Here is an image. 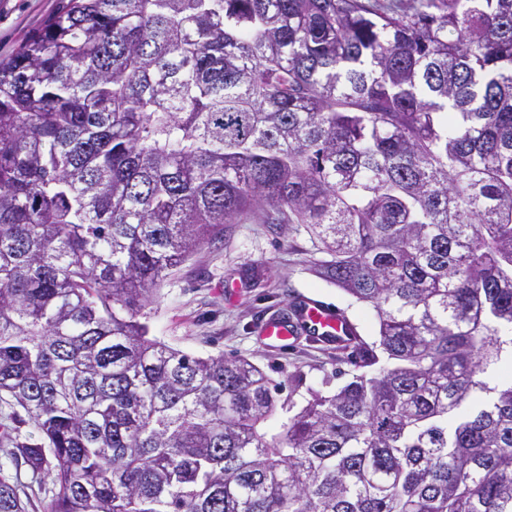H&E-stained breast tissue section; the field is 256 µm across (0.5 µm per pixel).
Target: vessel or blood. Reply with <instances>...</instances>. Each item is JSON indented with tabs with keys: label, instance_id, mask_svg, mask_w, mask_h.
<instances>
[{
	"label": "vessel or blood",
	"instance_id": "vessel-or-blood-1",
	"mask_svg": "<svg viewBox=\"0 0 512 512\" xmlns=\"http://www.w3.org/2000/svg\"><path fill=\"white\" fill-rule=\"evenodd\" d=\"M357 333V324L339 308L314 298L299 300L291 315L267 318L258 330L266 345L280 348L293 344L301 335L346 344Z\"/></svg>",
	"mask_w": 512,
	"mask_h": 512
}]
</instances>
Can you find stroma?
<instances>
[{"mask_svg": "<svg viewBox=\"0 0 512 512\" xmlns=\"http://www.w3.org/2000/svg\"><path fill=\"white\" fill-rule=\"evenodd\" d=\"M60 0H0V57L10 55ZM312 242L300 224H231L220 248L205 247L160 281L147 308L151 337L198 355L237 354L281 381L280 400L303 405L308 389L335 392L351 377V352L299 337L278 349L256 335L259 323L287 312L292 298L312 293L342 308L361 329L364 340L375 338L369 308L354 303L336 286L311 270ZM10 426L12 442L0 440V477L19 482L27 512H42L54 490L51 478L35 480L16 467L12 444L39 440L41 433L9 397L0 398V425Z\"/></svg>", "mask_w": 512, "mask_h": 512, "instance_id": "35a3bbf8", "label": "stroma"}]
</instances>
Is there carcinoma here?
Masks as SVG:
<instances>
[{"mask_svg":"<svg viewBox=\"0 0 512 512\" xmlns=\"http://www.w3.org/2000/svg\"><path fill=\"white\" fill-rule=\"evenodd\" d=\"M252 220L375 315L300 407L141 321ZM510 349L512 0H61L0 60V393L44 512H512Z\"/></svg>","mask_w":512,"mask_h":512,"instance_id":"cac0c4a2","label":"carcinoma"}]
</instances>
